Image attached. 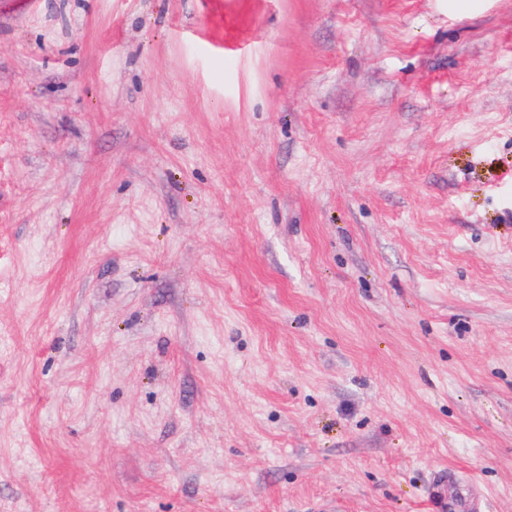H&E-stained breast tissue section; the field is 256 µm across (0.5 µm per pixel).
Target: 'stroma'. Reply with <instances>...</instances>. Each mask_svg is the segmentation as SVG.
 Instances as JSON below:
<instances>
[{"label":"stroma","instance_id":"stroma-1","mask_svg":"<svg viewBox=\"0 0 512 512\" xmlns=\"http://www.w3.org/2000/svg\"><path fill=\"white\" fill-rule=\"evenodd\" d=\"M512 0H0V512H512Z\"/></svg>","mask_w":512,"mask_h":512}]
</instances>
